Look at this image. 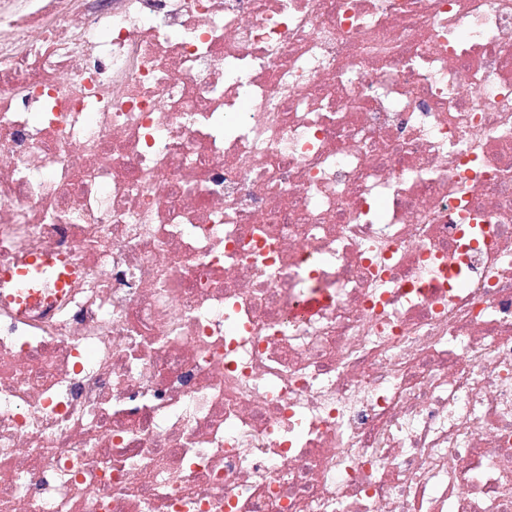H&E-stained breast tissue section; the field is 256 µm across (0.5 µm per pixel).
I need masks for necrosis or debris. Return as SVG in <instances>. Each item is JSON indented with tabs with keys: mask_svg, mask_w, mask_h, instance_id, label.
Here are the masks:
<instances>
[{
	"mask_svg": "<svg viewBox=\"0 0 512 512\" xmlns=\"http://www.w3.org/2000/svg\"><path fill=\"white\" fill-rule=\"evenodd\" d=\"M118 2L0 0V512H512V0Z\"/></svg>",
	"mask_w": 512,
	"mask_h": 512,
	"instance_id": "1",
	"label": "necrosis or debris"
}]
</instances>
